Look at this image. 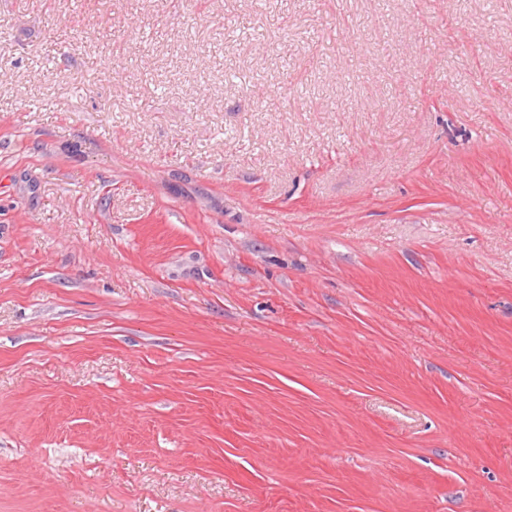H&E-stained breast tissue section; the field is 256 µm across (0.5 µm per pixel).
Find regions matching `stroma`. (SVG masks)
<instances>
[{"label":"stroma","instance_id":"1","mask_svg":"<svg viewBox=\"0 0 512 512\" xmlns=\"http://www.w3.org/2000/svg\"><path fill=\"white\" fill-rule=\"evenodd\" d=\"M0 512H512V0H0Z\"/></svg>","mask_w":512,"mask_h":512}]
</instances>
